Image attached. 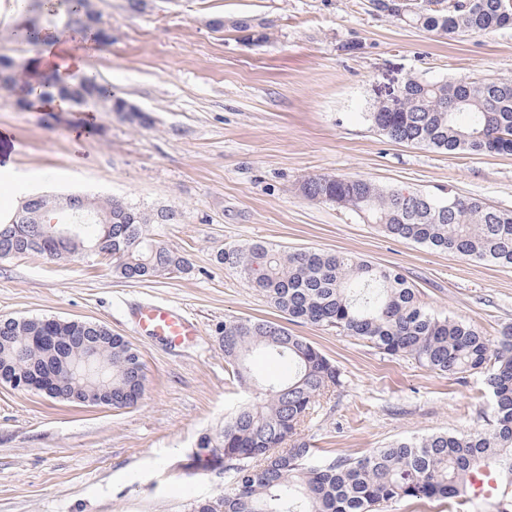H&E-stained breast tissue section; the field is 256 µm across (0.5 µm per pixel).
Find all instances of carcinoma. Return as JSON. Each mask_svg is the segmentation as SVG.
Returning a JSON list of instances; mask_svg holds the SVG:
<instances>
[{
  "instance_id": "obj_1",
  "label": "carcinoma",
  "mask_w": 512,
  "mask_h": 512,
  "mask_svg": "<svg viewBox=\"0 0 512 512\" xmlns=\"http://www.w3.org/2000/svg\"><path fill=\"white\" fill-rule=\"evenodd\" d=\"M378 2L373 10L450 39L512 26V0H406L397 15ZM25 22L15 37L33 46L49 32L43 14L63 12L64 24L93 42H112L100 27L95 0H21ZM0 88L58 95L81 110L123 111L112 85L78 76L63 82H30L25 66L0 57ZM368 120L381 135L401 143L452 153L512 155V79L427 82L409 79L393 101L373 104ZM305 197L332 203L376 224L387 236L497 267H512V211L477 199L435 196L379 186L363 178L319 174L301 185ZM85 217L67 240L48 235V224ZM173 214L148 212L117 197L83 195L76 210L39 195L0 219V259L29 254L112 258V270L129 281L188 273L177 250L154 238L150 224ZM215 260L235 272L287 320L334 329L390 356L411 357L436 374L462 376L487 370L493 416L482 430L401 438L363 458L313 462L298 429L321 396L343 384L338 366L306 338L281 324L250 318L224 321L216 340L233 377L257 392L204 436L192 464L234 474L232 487L196 501L191 512H377L394 499L443 500L465 496L485 474L512 489V326L493 345L474 324L432 313L399 272L355 256L316 250L288 251L266 242L228 246ZM50 318H0V374L20 375L53 366V348L34 342ZM65 354L83 362L79 337L108 336L103 324L62 328ZM112 336V335H110ZM263 351L288 366V379L253 375L252 353ZM112 373V407L133 406L145 386L142 353L122 336L104 351Z\"/></svg>"
}]
</instances>
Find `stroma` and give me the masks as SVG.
<instances>
[{"instance_id": "1", "label": "stroma", "mask_w": 512, "mask_h": 512, "mask_svg": "<svg viewBox=\"0 0 512 512\" xmlns=\"http://www.w3.org/2000/svg\"><path fill=\"white\" fill-rule=\"evenodd\" d=\"M96 3L112 41L85 53L82 72L112 84L148 122L40 112L0 90L11 172L0 212L31 193L70 192L169 209L173 223L149 230L193 270L130 282L101 256L0 259V317L104 324L142 352L146 373L142 400L123 409L0 384V512H188L222 494L223 478L185 465L247 396L215 330L227 319L283 320L215 263L225 246L347 253L395 269L430 310L475 324L490 341L512 325V269L390 238L301 192L308 177L337 174L512 210V155L397 143L367 117L380 92L410 78H512V28L450 41L377 14L370 0H153L140 13L126 0ZM242 19L250 32L237 29ZM148 300L184 308L195 340L173 347L140 333L131 306ZM291 329L344 375L300 429L318 461L480 430L492 416L485 374L437 375L332 329Z\"/></svg>"}]
</instances>
